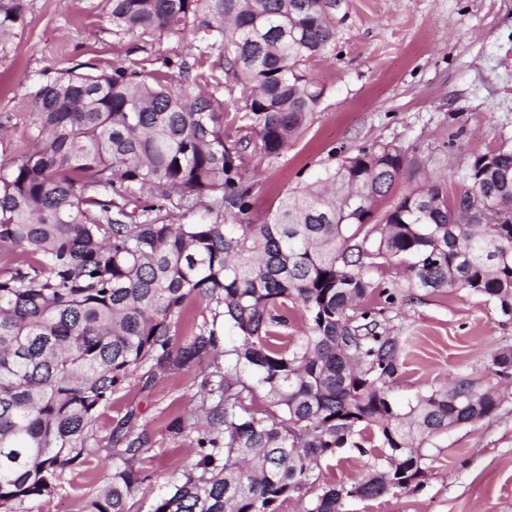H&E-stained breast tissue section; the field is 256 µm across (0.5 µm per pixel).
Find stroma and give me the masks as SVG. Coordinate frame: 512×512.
<instances>
[{"instance_id": "obj_1", "label": "stroma", "mask_w": 512, "mask_h": 512, "mask_svg": "<svg viewBox=\"0 0 512 512\" xmlns=\"http://www.w3.org/2000/svg\"><path fill=\"white\" fill-rule=\"evenodd\" d=\"M26 24L0 56V162L23 149L26 108L56 72L79 64L111 71L119 64L155 69L183 45H145L116 38L110 0H25ZM336 48L309 65L325 96L303 134L268 161L246 153L256 181L250 218L262 222L280 200L335 167L359 148L388 143L405 153L407 168L394 196L432 179L455 186L467 157L512 141V0H343L335 13ZM386 315L406 337L391 387L400 407L419 393L465 377L495 389L494 414L449 431L427 448L419 487L375 500L350 499L343 512H512V381L492 373L491 357L512 348V320L493 304L460 291L400 301ZM201 368L148 376L139 369L102 409L96 428L99 456L74 466L27 512H80L121 466L111 433L128 420L148 444L140 466L153 489L137 493L133 512H151L156 493L193 461L192 436L168 428L200 400ZM367 462L356 449L322 462L315 484L283 500L277 512H304L321 485L351 481Z\"/></svg>"}]
</instances>
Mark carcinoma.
I'll return each mask as SVG.
<instances>
[{"mask_svg":"<svg viewBox=\"0 0 512 512\" xmlns=\"http://www.w3.org/2000/svg\"><path fill=\"white\" fill-rule=\"evenodd\" d=\"M331 0H111L112 34L151 45L214 31L165 70L79 64L46 81L29 107L25 147L0 163V506L23 512L66 470L100 452L99 411L139 368L166 371L224 357L201 380L197 458L152 512H276L343 448L378 452L352 482L321 488L305 512H342L419 486L425 448L493 414L494 393L468 378L390 397L405 341L384 308L401 288L366 269L389 264L424 294L465 290L512 319V143L465 162L456 188L418 184L378 211L406 169L391 144L361 148L250 220L251 147L276 159L324 95L307 70L336 42ZM24 0H0V54L24 24ZM218 51L223 79L200 71ZM248 91L244 132L229 140L216 94ZM213 219L170 224L168 206ZM236 223H224V214ZM203 322L177 342L187 306ZM308 320L297 348L279 344L289 306ZM512 377V348L492 356ZM268 399L254 406L257 393ZM308 430H302L305 425ZM132 461L147 439L120 424ZM150 475L128 463L81 512H131Z\"/></svg>","mask_w":512,"mask_h":512,"instance_id":"1","label":"carcinoma"}]
</instances>
